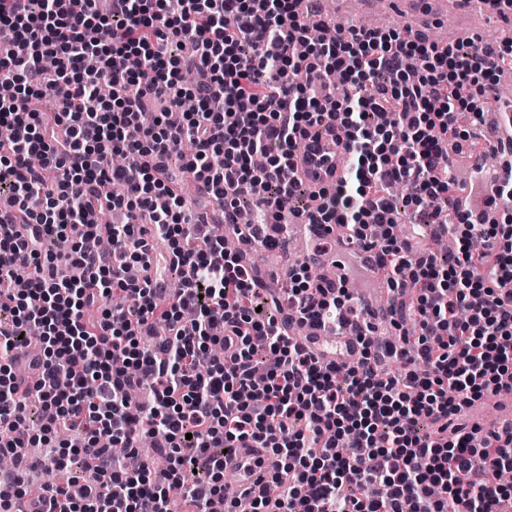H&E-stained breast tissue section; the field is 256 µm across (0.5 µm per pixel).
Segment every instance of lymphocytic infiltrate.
<instances>
[{
    "mask_svg": "<svg viewBox=\"0 0 512 512\" xmlns=\"http://www.w3.org/2000/svg\"><path fill=\"white\" fill-rule=\"evenodd\" d=\"M300 0H0V197L26 232L0 222V452L47 448L67 485L28 497L14 469L0 470V507L29 512H212L223 499L224 453L250 440L277 455L279 471L248 494L252 512H503L512 490V423L489 433L464 423L476 401L512 391V224L474 223L456 211L447 231L454 266L414 252L398 232L387 189L401 183L421 224L440 223L454 201L448 144L467 137L489 93L512 71V42L461 49L392 29L353 28L331 44L295 45L307 24ZM188 46L185 55L171 45ZM207 73L183 88L184 73ZM344 80L347 92L332 88ZM53 115L35 104L59 84ZM195 111L170 116L184 98ZM333 121L351 165L322 200L295 210L303 182L294 145ZM211 186L238 243L275 249L301 214L323 246L348 239L376 251L394 291L392 324L414 316L411 347L373 342L345 281L292 265L256 312L261 275L223 235L201 230L168 174ZM116 155L133 165L116 168ZM268 189L260 219L237 221L238 201ZM122 210L124 221L89 217ZM203 246L189 247L191 235ZM74 244L55 251L58 238ZM174 258L177 291L148 286L154 241ZM97 308L100 316L86 313ZM354 328L358 358L337 363L304 346L279 318ZM166 331L151 346L156 324ZM38 345L39 378L19 397L15 366ZM399 362L395 373L379 364ZM433 432H419L421 422ZM81 432L58 440L59 429ZM152 436L166 460L132 469Z\"/></svg>",
    "mask_w": 512,
    "mask_h": 512,
    "instance_id": "1",
    "label": "lymphocytic infiltrate"
}]
</instances>
